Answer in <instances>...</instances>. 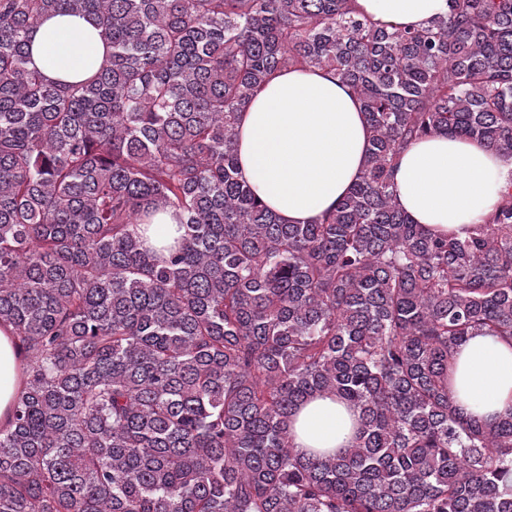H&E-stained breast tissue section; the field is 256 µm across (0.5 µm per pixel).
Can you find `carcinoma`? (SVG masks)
I'll list each match as a JSON object with an SVG mask.
<instances>
[{
	"label": "carcinoma",
	"mask_w": 512,
	"mask_h": 512,
	"mask_svg": "<svg viewBox=\"0 0 512 512\" xmlns=\"http://www.w3.org/2000/svg\"><path fill=\"white\" fill-rule=\"evenodd\" d=\"M110 48L90 79L29 67L50 15ZM359 96L361 178L284 224L242 178L239 114L276 73ZM512 161V0H448L423 29L351 0H0V325L23 390L0 427V512H512V411L449 392L473 333L512 337V185L436 236L401 208L411 143ZM180 237L156 248L160 211ZM330 394L352 444L297 452ZM357 410L334 395L316 397L303 405L291 420L294 446L336 453L355 437Z\"/></svg>",
	"instance_id": "cac0c4a2"
}]
</instances>
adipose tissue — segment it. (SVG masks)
<instances>
[{"label":"adipose tissue","mask_w":512,"mask_h":512,"mask_svg":"<svg viewBox=\"0 0 512 512\" xmlns=\"http://www.w3.org/2000/svg\"><path fill=\"white\" fill-rule=\"evenodd\" d=\"M359 15L383 27H421L448 0H354ZM31 65L52 81L92 77L110 49L80 15L44 18L30 35ZM369 129L358 96L333 73L292 68L275 75L241 113L240 171L255 194L289 224L333 210L363 171ZM401 207L432 233L463 234L483 223L512 184V162L475 140L431 136L414 142L393 176ZM17 353L0 327V425L16 397ZM452 398L461 413L492 422L512 410V338L475 335L458 349ZM356 409L316 397L291 420L297 450L335 453L356 432Z\"/></svg>","instance_id":"obj_1"}]
</instances>
